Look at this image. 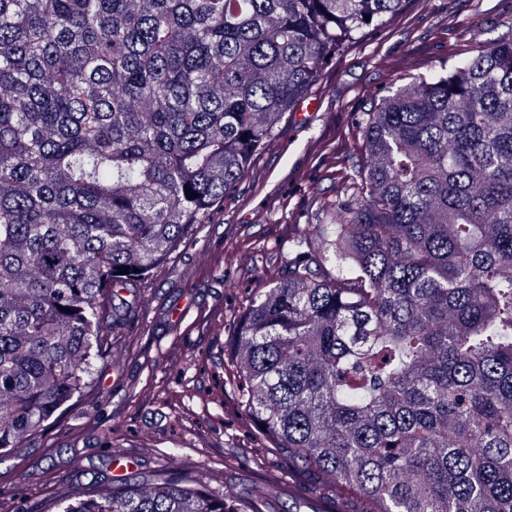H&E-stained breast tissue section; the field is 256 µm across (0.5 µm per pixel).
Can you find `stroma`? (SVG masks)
<instances>
[{
    "label": "stroma",
    "mask_w": 512,
    "mask_h": 512,
    "mask_svg": "<svg viewBox=\"0 0 512 512\" xmlns=\"http://www.w3.org/2000/svg\"><path fill=\"white\" fill-rule=\"evenodd\" d=\"M511 39L512 0H404L385 25L330 54L209 223L113 300L94 386L0 456V512H55L63 495L115 479L116 454L133 459L141 482L167 468L260 500L263 512L335 502L336 488L290 467L239 407L222 349L253 291L280 276L292 240L322 223L324 203L347 201L365 161V112L424 66Z\"/></svg>",
    "instance_id": "stroma-1"
}]
</instances>
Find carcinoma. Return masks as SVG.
<instances>
[{
  "label": "carcinoma",
  "instance_id": "cac0c4a2",
  "mask_svg": "<svg viewBox=\"0 0 512 512\" xmlns=\"http://www.w3.org/2000/svg\"><path fill=\"white\" fill-rule=\"evenodd\" d=\"M402 3L0 0V455L93 385L112 299ZM363 151L350 202L248 300L227 384L372 512H512V40L383 98ZM126 481L58 512H262L167 470Z\"/></svg>",
  "mask_w": 512,
  "mask_h": 512
}]
</instances>
